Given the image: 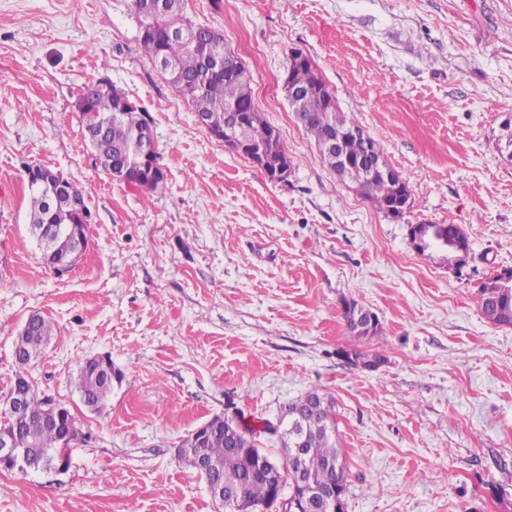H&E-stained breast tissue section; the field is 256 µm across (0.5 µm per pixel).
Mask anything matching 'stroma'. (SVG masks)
Instances as JSON below:
<instances>
[{
  "mask_svg": "<svg viewBox=\"0 0 512 512\" xmlns=\"http://www.w3.org/2000/svg\"><path fill=\"white\" fill-rule=\"evenodd\" d=\"M224 34L293 163L276 183L200 126L137 44L125 0H0V395L35 312L55 332L29 368L85 438L69 465L0 470V512H224L178 448L214 416L276 421L315 389L335 405L346 512H512V327L479 286L512 269V0H186ZM307 54L414 200L393 220L322 162L282 89ZM109 78L143 109L165 171L140 189L94 164L76 110ZM86 190L88 247L67 272L32 236L25 169ZM414 224H456L458 265ZM381 331L352 336L344 301ZM382 357L373 372L345 352ZM117 374L103 411L74 380Z\"/></svg>",
  "mask_w": 512,
  "mask_h": 512,
  "instance_id": "1",
  "label": "stroma"
}]
</instances>
